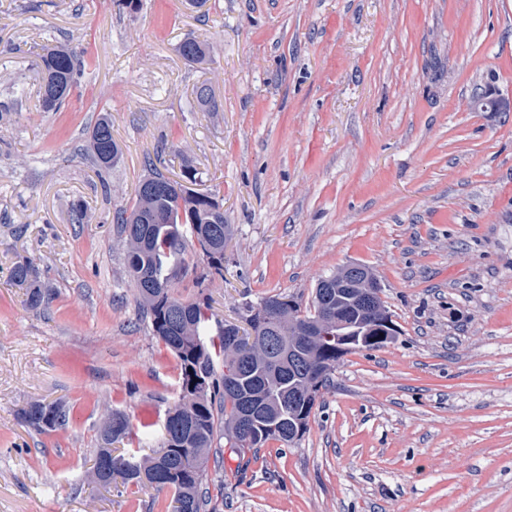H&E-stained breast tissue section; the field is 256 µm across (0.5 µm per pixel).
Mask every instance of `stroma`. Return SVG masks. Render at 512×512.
I'll list each match as a JSON object with an SVG mask.
<instances>
[{"label":"stroma","instance_id":"stroma-1","mask_svg":"<svg viewBox=\"0 0 512 512\" xmlns=\"http://www.w3.org/2000/svg\"><path fill=\"white\" fill-rule=\"evenodd\" d=\"M60 43L86 74L46 112L35 49ZM488 80L512 91V0H0V512H169L89 473L109 412L148 455L179 400L112 213L185 162L232 229L223 276L172 283L208 298L209 335L270 295L309 303L352 262L398 328L337 361L294 445L222 446L216 512H512V112L471 109ZM104 114L122 155L100 173ZM24 259L44 308L10 280ZM36 400L67 425L28 428Z\"/></svg>","mask_w":512,"mask_h":512}]
</instances>
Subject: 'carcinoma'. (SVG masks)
<instances>
[{
	"mask_svg": "<svg viewBox=\"0 0 512 512\" xmlns=\"http://www.w3.org/2000/svg\"><path fill=\"white\" fill-rule=\"evenodd\" d=\"M181 55L190 62H201L206 58L203 43L187 36L179 45ZM43 72L39 96L45 111L58 110L77 89L85 72V61L72 49L62 47L41 48L38 54ZM200 110L210 112L215 108L210 86L203 82L194 89ZM91 160L98 172L108 171L119 160L121 148L112 139V123L102 116L94 125L90 135ZM159 191L151 197L143 194L137 186L134 202L121 207L112 215L113 223L120 226L129 243L126 263L129 275L138 288V303L149 318L155 336L174 353L180 363V392L183 396L168 411V420L163 424L162 448L168 468L156 481L152 489L160 494L172 493V512H179L181 503L191 512H204L209 500L201 489L205 466L215 443L227 437L233 438L232 424L240 405L225 391V373L218 368L228 367L224 362L227 343L224 330L217 338L208 342L203 336L212 320L209 301L181 299L171 292L172 281L189 271L186 259L198 248L208 258L207 268L217 275H224V244L229 239V225L224 223V208L209 194L189 191L178 180L160 173L152 176ZM12 282L26 289L29 308L38 310L47 306L51 294L41 282L36 266L29 260L17 262L11 270ZM275 302L288 306V297L277 295L263 299L258 305L247 306L255 313L252 318L259 332L274 318L267 304ZM325 300L321 288L314 289L311 301L298 308L310 318L316 317L324 308ZM188 308V317L193 320L194 330L186 334L181 326L183 308ZM348 321L360 327L363 336L355 349H379L387 344L364 332L374 326L371 314L357 310L346 312ZM286 340L284 336L273 337V345L257 360L244 364L237 374L240 396L252 406L253 420L246 436L249 447L261 448L269 440L288 444V420L300 414L310 416L312 408L305 405L301 390L315 387L313 401L321 398L328 376L313 377L309 364L301 359L292 369L276 367L279 349ZM315 352L317 359L326 361L329 367L336 365V343L324 341L307 347ZM23 422L37 432L52 431L66 424L67 412L57 402L33 401L21 412ZM112 430L98 432V445L94 464H110L109 491L112 483L143 486L133 469V460L113 455V445L129 437L131 423L121 411L112 412Z\"/></svg>",
	"mask_w": 512,
	"mask_h": 512,
	"instance_id": "cac0c4a2",
	"label": "carcinoma"
}]
</instances>
